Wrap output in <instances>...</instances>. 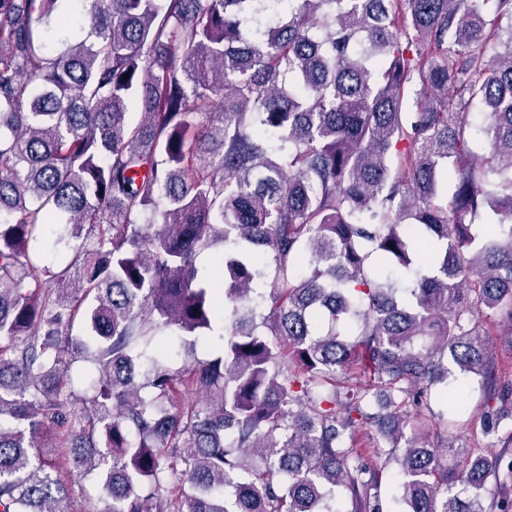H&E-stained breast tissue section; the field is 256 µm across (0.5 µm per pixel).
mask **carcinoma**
<instances>
[{
	"label": "carcinoma",
	"instance_id": "1",
	"mask_svg": "<svg viewBox=\"0 0 512 512\" xmlns=\"http://www.w3.org/2000/svg\"><path fill=\"white\" fill-rule=\"evenodd\" d=\"M492 316L512 0H0V512H71L46 429L105 512H385L390 463L492 512L512 459L404 432L457 372L512 419Z\"/></svg>",
	"mask_w": 512,
	"mask_h": 512
}]
</instances>
